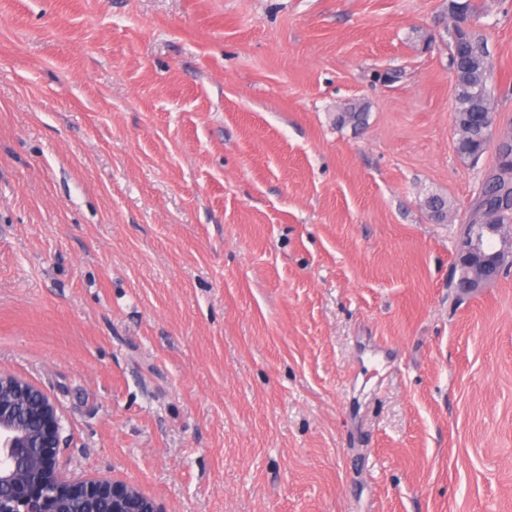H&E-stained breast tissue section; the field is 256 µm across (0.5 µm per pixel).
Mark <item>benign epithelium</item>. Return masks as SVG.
Returning a JSON list of instances; mask_svg holds the SVG:
<instances>
[{"label":"benign epithelium","mask_w":512,"mask_h":512,"mask_svg":"<svg viewBox=\"0 0 512 512\" xmlns=\"http://www.w3.org/2000/svg\"><path fill=\"white\" fill-rule=\"evenodd\" d=\"M504 224H487L497 250L482 251L478 236H461L457 262L463 282L473 290L487 286L489 269L512 265V237ZM30 382L0 374V485L10 490L0 495V512H63L65 502L82 497L92 503L112 502V512H162L153 499L120 482L82 481L68 484L57 477L62 419L48 395L36 399Z\"/></svg>","instance_id":"obj_1"}]
</instances>
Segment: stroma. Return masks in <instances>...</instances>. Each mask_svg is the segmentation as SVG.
I'll list each match as a JSON object with an SVG mask.
<instances>
[{"label": "stroma", "instance_id": "stroma-1", "mask_svg": "<svg viewBox=\"0 0 512 512\" xmlns=\"http://www.w3.org/2000/svg\"><path fill=\"white\" fill-rule=\"evenodd\" d=\"M472 4L506 127L512 0ZM447 12L0 0V373L55 402L63 481L512 512V271L455 286L496 155L456 153Z\"/></svg>", "mask_w": 512, "mask_h": 512}]
</instances>
